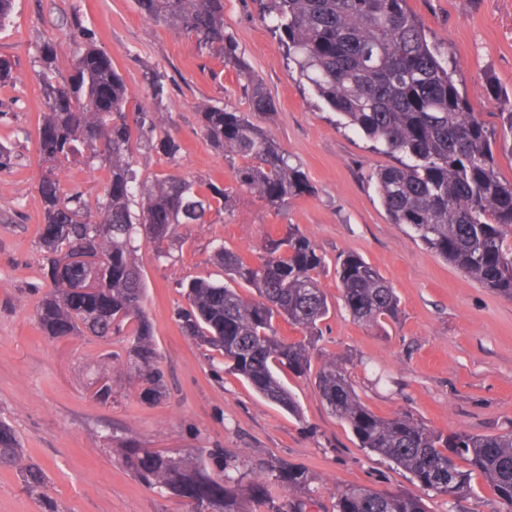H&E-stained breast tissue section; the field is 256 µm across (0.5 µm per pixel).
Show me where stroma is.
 Segmentation results:
<instances>
[{
  "label": "stroma",
  "instance_id": "obj_1",
  "mask_svg": "<svg viewBox=\"0 0 512 512\" xmlns=\"http://www.w3.org/2000/svg\"><path fill=\"white\" fill-rule=\"evenodd\" d=\"M407 6L457 62L459 90L474 110L489 121L511 111L512 0H407ZM79 28L111 55L132 102L159 111L161 129L182 145L173 164L145 139L134 138L132 165L143 183L178 174L234 188L231 161L206 140L198 112L204 104L249 109L233 71L220 59L199 56L191 39L144 17L134 0H15L0 28V57L12 61L14 76L12 86L0 88V143H12L16 154L12 167L0 171V418L44 468L61 512H187L183 499L146 489L116 454L104 451L102 439L112 435L184 455L218 448L250 467L271 458L302 467L315 478L314 512H333L338 489L349 483L411 492L427 512H503L478 473H471L469 491L452 499L359 448L323 402L313 376L279 372L300 405L297 417L231 372L213 377L205 348L184 336L176 321L185 304L178 282L218 272L210 259L213 241L253 259L265 238L295 224L326 261L319 280L330 313L312 339L313 366L325 355L343 362L362 402L383 417L407 412L448 432L512 429V301L425 249L408 227L389 222L375 175L393 157L343 127L297 69L287 68L279 39L261 19L259 0H224V28L276 106L255 115L254 123L301 167L313 193L274 209L237 190L231 211L179 227L173 260L157 261L147 247L139 251L145 307L169 379L163 402L141 401L125 366L111 361L122 350L121 337L104 344L43 334L35 319V303L48 288L36 247L42 222L37 186L49 166L37 152L42 104L32 57L38 44L54 41L60 70L68 72L71 36ZM147 68L167 77L161 105H154L142 82ZM493 85L501 99L490 96ZM56 174L66 190L90 200L102 196L108 179L105 168L80 161ZM349 252L394 288L400 299L396 320L369 327L352 319L336 277L339 257ZM104 373L112 378L108 405L88 391Z\"/></svg>",
  "mask_w": 512,
  "mask_h": 512
}]
</instances>
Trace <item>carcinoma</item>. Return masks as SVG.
<instances>
[{"mask_svg": "<svg viewBox=\"0 0 512 512\" xmlns=\"http://www.w3.org/2000/svg\"><path fill=\"white\" fill-rule=\"evenodd\" d=\"M156 23L169 24L193 40L201 56L221 58L224 68L247 80L249 111L208 105L198 112L210 144L244 164L234 168L236 183L278 207L312 192L301 169L291 163L252 114L270 112L273 101L224 31V0H135ZM261 19L286 49V60L343 120L373 148L397 159L376 173L380 202L392 224L409 227L421 243L467 277L512 300V180L499 177L497 156H512V111L494 125L474 111L460 92L458 65L444 58L407 8V0H268ZM79 50L69 73L60 75L58 49L45 41L35 62L41 76L42 124L37 150L46 162L79 158L107 167L105 194L90 202L67 194L54 172L38 183L43 224L38 245L44 277L52 288L36 306L42 332L52 338L73 335L109 341L126 337L125 360L141 400L167 397L164 372L151 323L144 309L146 284L135 260L139 242L157 259L172 257L181 224H204L214 209L226 207L230 191L209 181L170 174L148 188L137 181L130 161L131 127L174 161L182 146L141 106L129 105L123 76L112 56L88 35H73ZM143 82L155 102L165 95L163 78L152 69ZM140 198L139 210L132 209ZM108 259L95 271L102 300L81 301L73 292L63 261L77 250ZM215 263L228 282L192 278L178 283L186 305L177 309L184 335L216 352L228 369L261 397L294 415L300 408L275 375L286 367L296 374L311 368L308 343L289 341L275 327L281 317L315 336L329 313L319 275L326 266L317 246L295 224L269 236L257 259L233 253L219 243ZM342 300L353 318L380 326L399 314V298L385 278L362 257L348 254L336 267ZM245 284L257 298H243L231 284ZM321 398L350 428L358 446L409 472L421 486L455 498L465 492L470 473H479L499 502L512 512V430L498 434L444 433L412 415L375 414L356 393L346 367L324 360L316 374ZM120 464L141 484L184 499L191 512H306L308 500L284 505L268 494L256 471L213 449L193 457L153 451L136 443L117 448ZM463 459L469 470L460 469ZM0 467L17 469L23 488L42 512H59L49 481L35 461L23 462L13 427L0 420ZM260 472L306 497L314 476L272 461ZM336 512H426L408 491L382 492L358 484L338 490Z\"/></svg>", "mask_w": 512, "mask_h": 512, "instance_id": "1", "label": "carcinoma"}]
</instances>
